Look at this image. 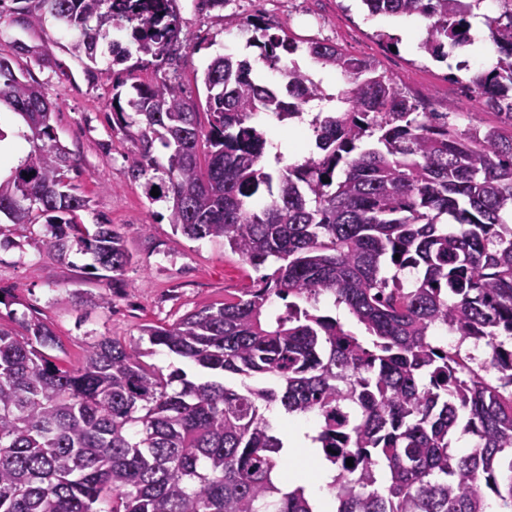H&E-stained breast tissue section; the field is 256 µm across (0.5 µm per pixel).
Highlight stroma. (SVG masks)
Wrapping results in <instances>:
<instances>
[{
  "instance_id": "stroma-1",
  "label": "stroma",
  "mask_w": 512,
  "mask_h": 512,
  "mask_svg": "<svg viewBox=\"0 0 512 512\" xmlns=\"http://www.w3.org/2000/svg\"><path fill=\"white\" fill-rule=\"evenodd\" d=\"M181 43L168 59L132 67L136 80L166 82L184 97L204 102L205 90L196 80L209 59L222 49L255 61V73L278 87L280 70L258 63V49L247 47L249 31L225 22L227 15L246 18L261 14L277 31L298 40L315 38L336 44L345 52L375 62L396 76L407 92L426 97L441 112H469L474 122L497 123L495 114L477 107L470 98V71L484 68L483 59L469 61L459 79L448 77V65L423 56L407 37L414 18L369 15L362 0H229L221 9L205 8L198 0H176ZM16 11L0 13V56L16 74L41 84L46 97L57 103L52 124L68 150V176L90 201L84 223L106 218L121 232L129 262L120 278L92 273V258L72 250L59 259L44 243L42 224L13 227L14 247L0 248V289L10 294L0 304V316L36 317L59 338L57 364H78L87 345L103 337H118L145 350L146 364L167 368L174 358L164 349H151L142 337L146 325H168L186 313L232 298L249 286L253 271L238 256L225 251L220 240H191L176 234L165 203L151 202L144 180L132 179L128 166L138 151L136 127L112 119L115 76L106 61L87 67L69 51V36L56 24L23 26ZM260 123L275 143L284 163L313 152V139L298 143L294 124L269 117ZM108 296V306L97 305Z\"/></svg>"
}]
</instances>
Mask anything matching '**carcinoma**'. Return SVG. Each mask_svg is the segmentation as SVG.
Listing matches in <instances>:
<instances>
[{"label":"carcinoma","mask_w":512,"mask_h":512,"mask_svg":"<svg viewBox=\"0 0 512 512\" xmlns=\"http://www.w3.org/2000/svg\"><path fill=\"white\" fill-rule=\"evenodd\" d=\"M173 2L37 0L24 24L52 18L71 32V54L93 65L105 55L143 62L180 41ZM362 2L372 16L427 21L420 49L443 61L446 47L473 42L482 0ZM503 4L484 16L496 62L468 80L498 125L460 129L373 62L307 40L309 59L354 87L310 121L319 156L271 170L263 158L275 145L259 116L289 121L325 100L299 66L283 68L282 92L235 53L216 54L201 76L205 125L171 84H113L116 122L142 124L129 173L158 186L174 230L221 239L257 271L275 267L232 300L144 328L181 361L166 373L116 337L63 367L45 323L0 321V512H329L274 481V403L318 418L313 440L337 468L336 512H488L484 487L498 512H512V349L501 340H512V0ZM244 25L272 68L299 48L260 16ZM1 104L24 120L29 151L0 178V245L7 225L44 220L59 258L76 246L93 269L121 274V233L104 218L80 221L89 200L67 182L56 106L4 57ZM407 268L419 271L409 286ZM324 295L368 339L320 313ZM441 326L484 341L481 371L496 370L500 384L469 368L461 347L434 344ZM236 376L263 385L230 384ZM458 431L476 438L466 453L452 447Z\"/></svg>","instance_id":"cac0c4a2"}]
</instances>
